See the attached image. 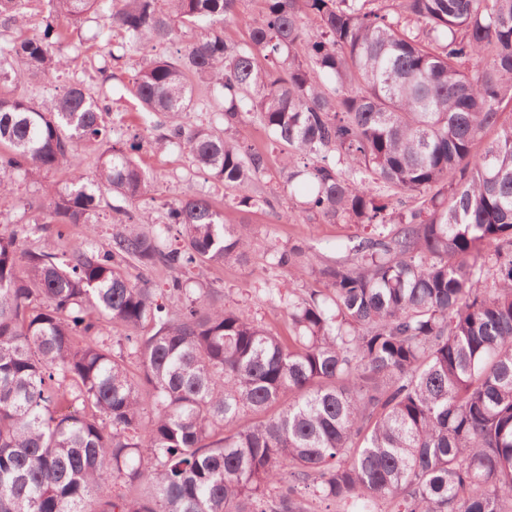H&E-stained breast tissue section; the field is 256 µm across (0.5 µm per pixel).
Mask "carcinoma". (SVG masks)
I'll return each mask as SVG.
<instances>
[{
	"label": "carcinoma",
	"instance_id": "obj_1",
	"mask_svg": "<svg viewBox=\"0 0 512 512\" xmlns=\"http://www.w3.org/2000/svg\"><path fill=\"white\" fill-rule=\"evenodd\" d=\"M28 2L0 0V26ZM245 2L48 0L40 33L0 43V196L105 142L112 89L13 93L68 69L54 46L99 13L112 60L142 59L106 80L164 115L156 149L272 212L278 149L280 185L311 188L293 216L362 234L316 265L274 248L290 279L323 284L288 289L286 343L188 294L184 274L250 247L206 196L165 204L174 244L116 205L111 248L94 246L101 190L146 193L137 137L49 188L48 223L85 224L87 242L21 254L0 234V512H512V0ZM256 123L270 146L241 134ZM131 266L180 275L156 290Z\"/></svg>",
	"mask_w": 512,
	"mask_h": 512
}]
</instances>
